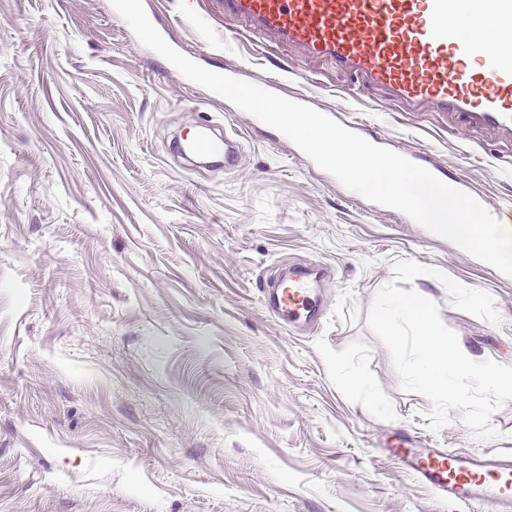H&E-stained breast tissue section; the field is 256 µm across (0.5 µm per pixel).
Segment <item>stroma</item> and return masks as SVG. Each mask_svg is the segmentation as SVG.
I'll return each instance as SVG.
<instances>
[{
	"label": "stroma",
	"mask_w": 512,
	"mask_h": 512,
	"mask_svg": "<svg viewBox=\"0 0 512 512\" xmlns=\"http://www.w3.org/2000/svg\"><path fill=\"white\" fill-rule=\"evenodd\" d=\"M173 48L281 96L350 112L395 152L512 204V143L409 112L335 65L280 47L272 66L217 0H143ZM240 131L230 169L191 167L176 137ZM474 360L512 365V276L344 187L276 129L181 81L111 0H0V512H484L399 469L404 430L512 453V400L429 427L366 320L394 265ZM328 268L325 315L289 332L262 303L288 267ZM491 295L457 309L429 269ZM356 373L380 412L351 395Z\"/></svg>",
	"instance_id": "stroma-1"
}]
</instances>
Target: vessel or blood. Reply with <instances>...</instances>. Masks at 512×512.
Masks as SVG:
<instances>
[{"label": "vessel or blood", "mask_w": 512, "mask_h": 512, "mask_svg": "<svg viewBox=\"0 0 512 512\" xmlns=\"http://www.w3.org/2000/svg\"><path fill=\"white\" fill-rule=\"evenodd\" d=\"M226 14L261 34L268 51L286 45L356 75L404 106L427 104L512 142V51L491 50L451 22L455 0H221ZM189 151L223 155L235 166L233 136L188 143ZM285 325H316L324 307L301 268L263 295ZM391 457L449 502L512 512V458L493 451L424 447L403 433Z\"/></svg>", "instance_id": "vessel-or-blood-1"}]
</instances>
